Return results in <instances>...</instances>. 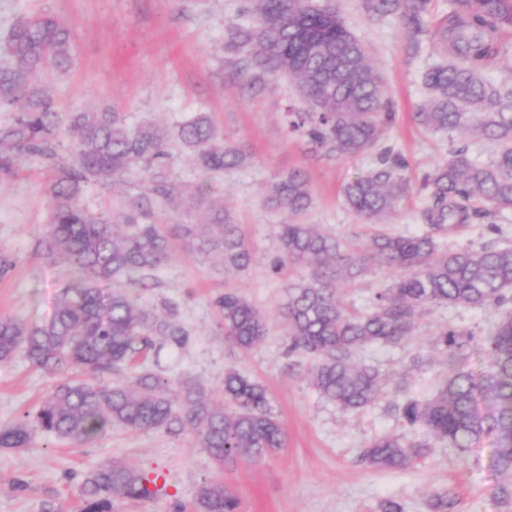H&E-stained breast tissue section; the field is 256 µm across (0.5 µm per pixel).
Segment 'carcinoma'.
I'll return each instance as SVG.
<instances>
[{
    "mask_svg": "<svg viewBox=\"0 0 512 512\" xmlns=\"http://www.w3.org/2000/svg\"><path fill=\"white\" fill-rule=\"evenodd\" d=\"M373 17L400 15L408 42L429 37L444 60L422 73L427 99L414 113L429 131L480 138L495 148L487 163L458 149L423 178L429 203L426 232L414 236L374 235L367 247L349 250L316 224L279 225V247L270 261L280 273L288 264L310 269L287 290L282 306L289 349L311 360L307 375L325 400L345 411H362L386 392L380 371L355 359L371 344L400 343L413 335L433 306L494 307L499 319L481 340L444 328L436 344L448 373L430 395L408 396L394 408L406 425L422 428L458 456L471 455L493 438L492 467L499 493L512 499V248L493 243L457 250L442 241L488 209L512 212V85L482 77L486 61L512 35V0H465L429 28L432 0H362ZM249 24L232 28L226 46L238 53L245 88L253 95L281 76L298 82L307 108L289 113L290 127L311 149L339 159L376 146L390 120L387 87L364 44L341 13L317 0H245ZM72 30L53 16L20 17L0 36V179L14 177L28 158L52 172L51 211L38 248L67 266L53 311L28 323L0 316V363L22 349L46 373L61 377L33 420L0 423V448L27 446L36 427L73 445L87 444L114 427L192 435L220 469L238 460L261 462L286 444V431L273 414L267 390L240 372L224 374L216 395L186 380L178 384L143 368L128 383H106L105 375L136 364L147 352L181 349L191 329L177 304L159 314L142 296L173 253L178 238L192 251L218 252L228 272L250 267L253 254L241 225L212 209L207 224H166L157 204L188 211L204 203V185L183 197L172 178L169 133L151 122L130 127L110 106L59 112L42 81L64 73L73 62ZM69 137V156L62 135ZM176 137L202 175L234 169L245 151L224 141L203 112L182 123ZM407 162L385 150L381 165L345 189L349 207L378 224L408 193ZM104 178L128 180L124 206L109 215L82 203L86 186ZM271 201L297 217L311 204L306 172L293 169L271 187ZM372 265L391 273L390 283L370 298L365 314H350L337 284L362 277ZM225 340L253 350L267 331L265 315L233 289L214 300ZM480 345L488 362L467 368ZM428 445L384 435L362 450L361 462L375 468H406L427 455ZM157 477L123 462L87 471L79 486V512H121L127 501L153 498ZM448 490L435 493L434 512H454ZM195 512H238L237 496L220 479L198 486Z\"/></svg>",
    "mask_w": 512,
    "mask_h": 512,
    "instance_id": "carcinoma-1",
    "label": "carcinoma"
}]
</instances>
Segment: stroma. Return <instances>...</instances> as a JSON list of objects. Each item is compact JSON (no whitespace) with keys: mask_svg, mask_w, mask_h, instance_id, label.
Listing matches in <instances>:
<instances>
[{"mask_svg":"<svg viewBox=\"0 0 512 512\" xmlns=\"http://www.w3.org/2000/svg\"><path fill=\"white\" fill-rule=\"evenodd\" d=\"M332 2L384 75L391 112L377 147L338 160L315 156L305 139L289 130L288 109L304 107L294 81L279 79L253 97L244 93L236 77L237 56L224 44L227 27L247 21L242 0H0V31L22 16L40 13L55 15L72 29L75 55L68 74L46 77L62 110L106 103L122 112L129 125L150 121L169 130L206 112L226 140L249 154L246 165L206 180L186 155H172L175 181L188 187L207 182L210 202L243 226L253 263L230 273L218 256L200 259L175 243L145 303L158 309L164 301L177 302L193 336L186 348L162 351L154 369L170 382L193 378L214 391L222 389L227 369H237L267 388L288 434L286 447L266 461L240 460L219 471L187 434L115 429L75 447L38 431L26 448L0 449V512H42L48 502L59 512H76L83 474L114 460L157 472L165 481L154 498L126 502L122 512L191 507L201 481L219 475L236 492L239 512H382L389 499L401 502L405 512H430L431 495L442 489L456 495L458 512H512L497 495L491 442L457 457L427 431L404 425L388 396L363 412H343L310 385L309 359L288 350L281 308L288 286L309 271L291 265L276 275L269 268L278 227L289 221L287 209L266 202L277 176L306 169L312 203L302 223L319 225L343 244L356 245L364 241L366 226L347 207L344 189L378 166L382 150L408 163L413 189L383 222L386 230L404 235L425 231L428 192L422 179L449 150L467 149L481 163L492 154L488 144L475 138L414 124L412 114L425 98L421 74L438 59L431 41L412 50L400 16L369 17L361 0ZM49 184L50 173L37 160L25 161L17 177L0 181V251L16 262L11 276L0 281V315L33 320L48 314L56 300L64 268L37 249L51 209ZM489 241L512 245V212L476 220L446 244L461 249ZM388 283V272L375 267L356 281L340 283L339 296L347 308L363 312L372 294ZM228 288L241 292L268 318L267 335L246 354L225 341L216 324L212 301ZM495 319L490 308L436 306L409 340L366 346L357 358L378 368L389 383L406 382L412 393L424 397L446 371L445 358L435 347L438 331L451 326L481 336ZM56 383L24 353L0 364V422L35 411ZM385 434L418 439L429 444L430 452L404 469L366 467L359 460L362 449ZM17 478L26 482V491L14 490Z\"/></svg>","mask_w":512,"mask_h":512,"instance_id":"obj_1","label":"stroma"}]
</instances>
